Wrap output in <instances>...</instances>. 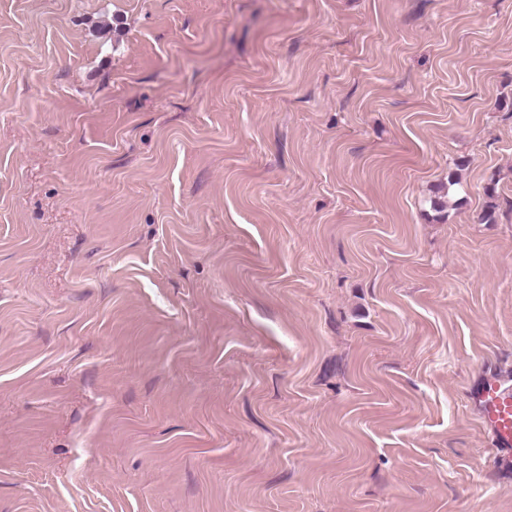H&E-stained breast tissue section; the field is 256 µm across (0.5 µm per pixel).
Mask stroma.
<instances>
[{"label":"stroma","instance_id":"35a3bbf8","mask_svg":"<svg viewBox=\"0 0 512 512\" xmlns=\"http://www.w3.org/2000/svg\"><path fill=\"white\" fill-rule=\"evenodd\" d=\"M488 372L512 0H0V512H512Z\"/></svg>","mask_w":512,"mask_h":512}]
</instances>
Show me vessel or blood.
Here are the masks:
<instances>
[{"instance_id":"1","label":"vessel or blood","mask_w":512,"mask_h":512,"mask_svg":"<svg viewBox=\"0 0 512 512\" xmlns=\"http://www.w3.org/2000/svg\"><path fill=\"white\" fill-rule=\"evenodd\" d=\"M483 428L497 450L500 467L512 469V382L499 375L483 377L470 390Z\"/></svg>"}]
</instances>
